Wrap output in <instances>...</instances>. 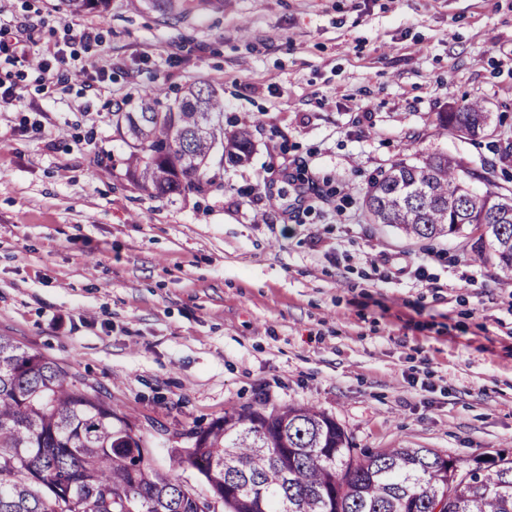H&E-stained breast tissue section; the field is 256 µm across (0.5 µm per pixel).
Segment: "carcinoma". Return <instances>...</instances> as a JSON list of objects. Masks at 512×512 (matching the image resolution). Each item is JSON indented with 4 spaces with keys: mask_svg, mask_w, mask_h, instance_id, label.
I'll list each match as a JSON object with an SVG mask.
<instances>
[{
    "mask_svg": "<svg viewBox=\"0 0 512 512\" xmlns=\"http://www.w3.org/2000/svg\"><path fill=\"white\" fill-rule=\"evenodd\" d=\"M174 20L187 0H146ZM113 124L128 148V181L157 196L200 193L219 164L250 160L248 130L224 136V95L191 85L169 102L158 87ZM487 115L476 103L439 112L440 129L470 137ZM463 161L406 156L373 178V224L415 239L480 231L477 258L512 279V195H477ZM99 391L41 354L0 335V512H203L188 484L161 472ZM173 460L198 472L222 512H512V458L466 464L431 448L357 452L345 429L312 405L244 408L190 431Z\"/></svg>",
    "mask_w": 512,
    "mask_h": 512,
    "instance_id": "obj_1",
    "label": "carcinoma"
}]
</instances>
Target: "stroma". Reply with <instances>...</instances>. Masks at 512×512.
<instances>
[{"instance_id": "1", "label": "stroma", "mask_w": 512, "mask_h": 512, "mask_svg": "<svg viewBox=\"0 0 512 512\" xmlns=\"http://www.w3.org/2000/svg\"><path fill=\"white\" fill-rule=\"evenodd\" d=\"M0 22L66 57L48 84L0 51L23 99L0 109V335L101 391L201 493L172 449L261 404L317 406L359 449L512 458V280L474 235L409 239L363 205L405 153L512 189V0H224L177 23L0 0ZM90 57L104 74L76 77ZM201 82L250 161L200 193L137 189L113 112ZM472 101L484 134L438 129Z\"/></svg>"}]
</instances>
